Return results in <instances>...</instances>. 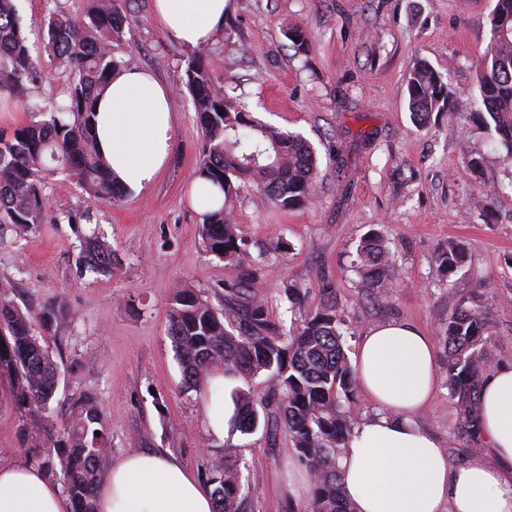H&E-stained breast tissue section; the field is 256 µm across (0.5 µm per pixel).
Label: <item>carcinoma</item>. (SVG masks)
I'll return each instance as SVG.
<instances>
[{
  "instance_id": "carcinoma-1",
  "label": "carcinoma",
  "mask_w": 512,
  "mask_h": 512,
  "mask_svg": "<svg viewBox=\"0 0 512 512\" xmlns=\"http://www.w3.org/2000/svg\"><path fill=\"white\" fill-rule=\"evenodd\" d=\"M17 0H0V96L18 101L28 85L42 81L19 22ZM127 0H90L82 16L52 12L45 21V44L70 75L67 97L45 109L28 105L34 120L0 131V239L24 237L47 223V184L64 174L76 180L92 202L115 200L126 187L111 177L92 135L98 92L121 61L115 50L130 25ZM487 24L491 38L479 65L472 112L465 121L494 128L496 143L512 154V0H495ZM211 51L202 48L187 62L183 87L199 121L202 144L196 177L222 196L220 205L201 215L199 234L206 251L232 267L227 304L218 309L188 289L177 291L168 308V336L183 386L198 390L218 374L268 383L267 398L275 408H258L249 392L234 390L236 430L253 434L282 426L293 458L309 476V512H354L342 494L343 450L360 415L358 384L346 347V324L333 288L321 271L313 274L323 300L303 309L309 288L284 285L294 321L289 328L268 319L264 303L244 308L233 300L257 270L240 228L231 218L233 202L250 187L282 209L307 204L315 191L318 166L313 146L301 135L283 131L252 117L236 97L216 87ZM408 109L420 122L435 112H448L455 92L429 64H418L407 80ZM224 114H219V111ZM82 261L94 273L110 274L112 246L96 236L84 239ZM437 262L451 277L468 262L465 246L450 242L439 249ZM391 249L372 228L361 238L353 268L386 298ZM62 305L39 310L19 307L0 284V367L13 370L22 403L50 410L58 390V367L42 343L44 333L73 321ZM492 325L489 306H460L448 315L442 335L448 366V393L458 413V436L478 450L474 410L486 369V346ZM100 435H95V432ZM112 456L103 411L93 396L77 400L68 427L53 441L41 466L60 468L73 512H95L94 499ZM215 512H240L242 471L226 457L212 465Z\"/></svg>"
}]
</instances>
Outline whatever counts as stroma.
Instances as JSON below:
<instances>
[{
  "label": "stroma",
  "mask_w": 512,
  "mask_h": 512,
  "mask_svg": "<svg viewBox=\"0 0 512 512\" xmlns=\"http://www.w3.org/2000/svg\"><path fill=\"white\" fill-rule=\"evenodd\" d=\"M493 5L229 0L224 29L211 46L214 83L258 120L302 133L319 158V180L305 207L279 209L253 190L235 201V222L260 265L247 298L265 302L272 322L291 323L285 282H308L319 270L335 289L348 349L371 326L389 321L439 336L460 304L487 302L488 363L512 361V158L460 119L471 109ZM18 6L44 76L28 98L47 107L65 98L69 78L44 46V21L54 10L84 14L87 0H19ZM130 9L116 55L123 67L151 70L174 89L173 151L149 190L98 204L93 223L80 228L63 218L86 206V197L75 181L56 176L46 193L60 223L0 241V283H10L20 307L61 303L78 315L44 336L59 371L51 412L19 405L16 375L0 370V466L37 464L68 425L74 402L91 395L104 410L113 458L144 449L170 453L206 485L214 461L230 456L243 471V512H306L308 479L291 457L287 431L216 434L211 416L224 408L223 390L188 391L182 384L167 334L170 299L188 288L223 305L224 285L236 272L205 251L189 197L201 149L197 115L182 85L192 52L167 38L152 0H131ZM291 27L304 31L306 52L295 53L286 37ZM420 60L455 90L457 119L435 115L424 126L413 120L407 79ZM475 154L483 158L477 173L467 165ZM486 199L493 215L483 209ZM372 228L387 236L392 251V288L382 303L352 268L359 239ZM90 234L111 244L113 274L81 265ZM281 240L290 250L274 253ZM451 241L465 245L469 260L450 287L436 254ZM437 366V395L416 420L440 441L450 463L461 466L471 455L457 437L445 353H438Z\"/></svg>",
  "instance_id": "obj_1"
}]
</instances>
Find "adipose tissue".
Masks as SVG:
<instances>
[{"label":"adipose tissue","mask_w":512,"mask_h":512,"mask_svg":"<svg viewBox=\"0 0 512 512\" xmlns=\"http://www.w3.org/2000/svg\"><path fill=\"white\" fill-rule=\"evenodd\" d=\"M228 0H153L154 17L178 45L197 48L224 27ZM95 137L117 180L151 187L171 154L174 95L154 74L116 71L97 101ZM373 416L362 419L342 457L344 492L355 512H512V361L486 375L478 418L493 454L451 466L439 441L415 421L436 395V348L407 322L371 328L353 363ZM213 499L177 459L132 452L110 466L97 512H214ZM0 512H71L43 471L18 462L0 468Z\"/></svg>","instance_id":"1"}]
</instances>
